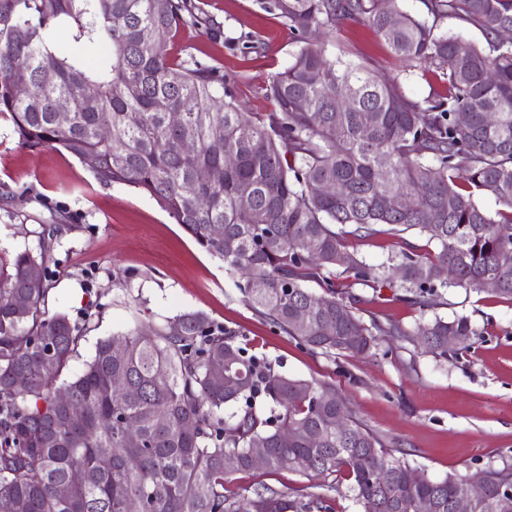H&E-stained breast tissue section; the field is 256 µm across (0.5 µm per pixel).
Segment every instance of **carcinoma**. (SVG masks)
Returning a JSON list of instances; mask_svg holds the SVG:
<instances>
[{"label": "carcinoma", "instance_id": "cac0c4a2", "mask_svg": "<svg viewBox=\"0 0 512 512\" xmlns=\"http://www.w3.org/2000/svg\"><path fill=\"white\" fill-rule=\"evenodd\" d=\"M424 5L427 16L417 17L401 0H268L264 8L301 46L272 77L275 109L261 119L239 110L218 68L168 60L165 47L189 22L223 34L194 0H0V117L21 144L92 157L99 183L156 200L282 332L325 353H367L373 331L404 332L366 326L354 297L336 291L338 267L365 286L380 280L347 251L348 236L417 229L436 244L397 265L407 300L422 311L440 288L483 291L489 281L491 293L512 301V43L500 39L512 28V0ZM445 18L479 30L487 47L438 32ZM348 22L371 27L406 61L430 60L446 94L415 100L368 66L329 57L324 37ZM61 29L66 43L55 40ZM328 71L336 82L324 80ZM19 85L27 97H16ZM89 86L95 95H86ZM343 94L350 104L341 111ZM62 98L72 106L65 127L55 121ZM160 101L182 114L181 125L170 124ZM104 112L108 138L98 132ZM230 154L237 163L227 168ZM321 183L341 191L321 195ZM478 193L494 196L496 216L479 207ZM56 236L49 224L39 256L0 258V506L8 505L0 512H123L132 497L144 512L325 508L319 496L268 487L228 496L226 475L256 468L252 448L266 449L271 471L346 474L363 512H422L424 503L452 512L465 476L410 482L414 468L348 415L335 386L275 372L204 313L102 339L84 369L60 381L82 334L66 313L48 309ZM34 266L43 270L37 280L28 276ZM416 335L426 337L425 352L446 359L448 337L466 348L476 332L466 316L436 317L420 321ZM17 377L29 383L17 388ZM115 377L126 390L113 391ZM227 406L235 410L226 417ZM341 414L348 429L338 433ZM104 456L109 469L98 464ZM485 476L489 495L474 512H512V471Z\"/></svg>", "mask_w": 512, "mask_h": 512}]
</instances>
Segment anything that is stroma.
Segmentation results:
<instances>
[{
    "label": "stroma",
    "mask_w": 512,
    "mask_h": 512,
    "mask_svg": "<svg viewBox=\"0 0 512 512\" xmlns=\"http://www.w3.org/2000/svg\"><path fill=\"white\" fill-rule=\"evenodd\" d=\"M204 9L221 22L223 37L186 25L167 47L170 60L219 68L241 111L267 116L274 109L267 86L298 49L296 33L258 0H204ZM327 48L398 80L409 97L445 89L433 65L410 68L366 25L347 23ZM46 224L61 227L47 270L49 309L84 328L71 373L92 359L101 339L201 311L236 331L238 343L265 356L276 372L335 385L353 416L429 477L512 468V303L463 288L439 289L424 312L408 302L395 267L403 254L435 248L419 231L348 238V251L384 270L386 279L370 288L339 274L336 284L356 297L365 324L394 323L406 331L379 337L376 348L353 356L309 348L279 331L247 304L223 264L149 195L101 186L66 152L23 146L11 122L0 118V252L39 253ZM436 316L469 317L476 330L470 348L445 360L424 353L411 332L421 318ZM226 487L239 496L262 487L315 494L327 512H361L342 474L257 468L227 475Z\"/></svg>",
    "instance_id": "35a3bbf8"
}]
</instances>
